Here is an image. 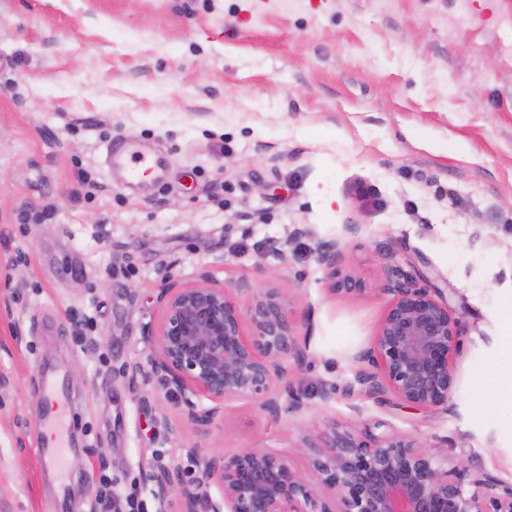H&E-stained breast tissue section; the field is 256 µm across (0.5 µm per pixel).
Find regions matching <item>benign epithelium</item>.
Instances as JSON below:
<instances>
[{
  "label": "benign epithelium",
  "instance_id": "1",
  "mask_svg": "<svg viewBox=\"0 0 512 512\" xmlns=\"http://www.w3.org/2000/svg\"><path fill=\"white\" fill-rule=\"evenodd\" d=\"M315 255L333 294L359 290L340 273L341 241L321 242ZM198 280L162 281V318L147 331L153 353L146 378L178 397L200 426L223 418L234 400L279 415L277 393L307 358L288 300L267 285L243 281L227 288L208 270ZM390 292L372 344L356 356L355 385L367 397L390 393L415 408H443L458 391L459 321L448 302L409 280ZM236 294L248 296L247 307ZM151 479L160 497L178 491L186 512H198L197 492L179 467L162 465ZM210 483L221 495L207 499L204 512H512V481L473 478L461 460L438 459L398 435L352 429L323 436L303 471L265 448L205 458L196 484Z\"/></svg>",
  "mask_w": 512,
  "mask_h": 512
}]
</instances>
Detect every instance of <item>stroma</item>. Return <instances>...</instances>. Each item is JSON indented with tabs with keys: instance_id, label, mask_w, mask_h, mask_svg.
Listing matches in <instances>:
<instances>
[{
	"instance_id": "1",
	"label": "stroma",
	"mask_w": 512,
	"mask_h": 512,
	"mask_svg": "<svg viewBox=\"0 0 512 512\" xmlns=\"http://www.w3.org/2000/svg\"><path fill=\"white\" fill-rule=\"evenodd\" d=\"M125 138L164 154L162 183L106 164ZM330 239L362 291L329 292ZM204 269L288 298L307 361L278 416L238 400L196 426L144 381L162 279ZM407 277L460 324L435 412L344 392ZM511 300L512 0H0V512H101L104 475L185 512L157 465L270 448L303 470L335 426L512 480V409L478 380L512 349ZM51 365L72 376L57 476ZM46 434L54 435L53 442L46 448H42V454L47 464L60 474L64 469L63 444L60 415L52 416L46 423Z\"/></svg>"
}]
</instances>
